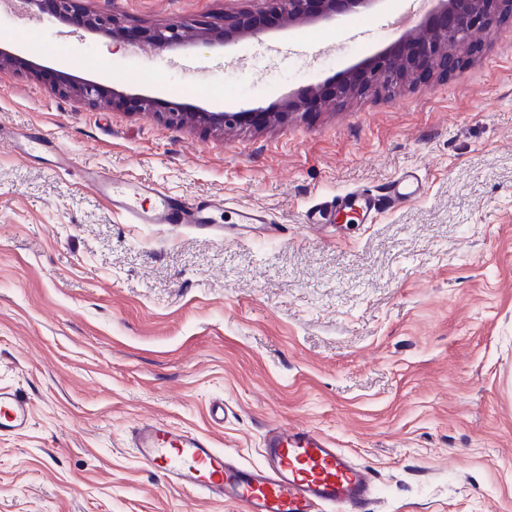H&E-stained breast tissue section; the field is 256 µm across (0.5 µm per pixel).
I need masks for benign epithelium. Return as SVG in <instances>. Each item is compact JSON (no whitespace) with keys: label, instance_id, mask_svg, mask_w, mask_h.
Instances as JSON below:
<instances>
[{"label":"benign epithelium","instance_id":"7a95c632","mask_svg":"<svg viewBox=\"0 0 512 512\" xmlns=\"http://www.w3.org/2000/svg\"><path fill=\"white\" fill-rule=\"evenodd\" d=\"M272 4L279 13H288V17H303L310 20H334L339 16L355 14L369 9L378 0H263ZM506 13L512 15V0H438V6L430 12L431 37L418 40V48L411 54L399 47L395 50L379 53L362 65L358 84L336 88L331 97L343 102L356 92H362L375 86L374 78L383 76L391 81L407 77H419L438 67L448 71L458 65L455 51L443 52L441 42L462 48L473 42L478 32L491 33ZM262 11L241 16L224 18L225 32H246L259 35L265 27L259 24ZM89 26L108 35L115 34L116 18L112 16H94ZM144 37L155 47L166 49L180 41L179 30L174 27L158 28L144 32ZM72 94L82 100L94 102L101 97L96 82H83L74 86ZM168 120L176 125L194 122L211 127H224L240 122L261 120L265 114L260 112H184L176 106L167 112Z\"/></svg>","mask_w":512,"mask_h":512}]
</instances>
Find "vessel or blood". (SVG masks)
<instances>
[{
  "label": "vessel or blood",
  "mask_w": 512,
  "mask_h": 512,
  "mask_svg": "<svg viewBox=\"0 0 512 512\" xmlns=\"http://www.w3.org/2000/svg\"><path fill=\"white\" fill-rule=\"evenodd\" d=\"M85 178L132 223L207 222L206 205H186L154 184H132L98 169L87 170ZM421 187L415 171L405 172L393 181L389 198L394 203L414 199ZM380 208L379 199L354 190L336 196L329 206L307 212L305 221L331 224L344 212L370 224ZM29 422L28 403L0 387V435L23 432ZM132 445L168 484L239 504L243 512H365L373 496L369 471L310 427L274 425L264 438L263 463L257 468L226 458L207 437L169 423L136 426Z\"/></svg>",
  "instance_id": "obj_1"
}]
</instances>
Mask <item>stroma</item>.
<instances>
[{"label": "stroma", "instance_id": "stroma-1", "mask_svg": "<svg viewBox=\"0 0 512 512\" xmlns=\"http://www.w3.org/2000/svg\"><path fill=\"white\" fill-rule=\"evenodd\" d=\"M261 5L74 0L134 30L182 27L173 50L0 6L20 57L0 70V125L54 144H0V386L31 411L0 437V512H240L139 458L127 434L156 421L251 465L270 424L311 426L373 473L367 512H512V18L454 73L314 112L299 93L397 45L410 2L218 46L225 15ZM60 74L107 92L83 102ZM172 103L271 118L175 126ZM88 164L224 207L208 227L132 224L85 187ZM408 170L422 195L377 223L303 221ZM240 207L267 223L225 226Z\"/></svg>", "mask_w": 512, "mask_h": 512}]
</instances>
